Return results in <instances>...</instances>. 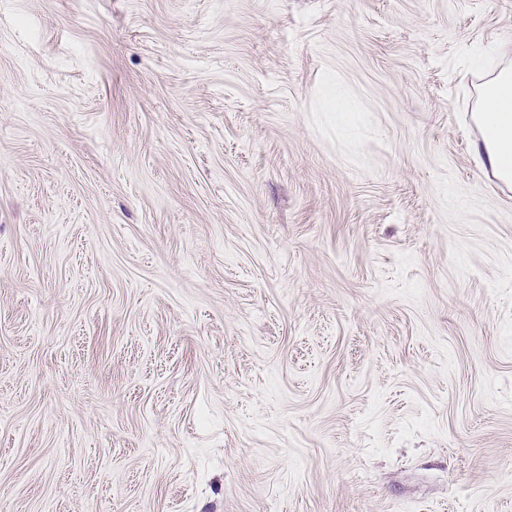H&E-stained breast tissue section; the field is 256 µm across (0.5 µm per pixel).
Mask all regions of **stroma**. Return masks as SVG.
Wrapping results in <instances>:
<instances>
[{
  "instance_id": "stroma-1",
  "label": "stroma",
  "mask_w": 512,
  "mask_h": 512,
  "mask_svg": "<svg viewBox=\"0 0 512 512\" xmlns=\"http://www.w3.org/2000/svg\"><path fill=\"white\" fill-rule=\"evenodd\" d=\"M512 0H0V512H512ZM475 121L481 137L474 157L482 170L512 184V68L503 67L479 93Z\"/></svg>"
}]
</instances>
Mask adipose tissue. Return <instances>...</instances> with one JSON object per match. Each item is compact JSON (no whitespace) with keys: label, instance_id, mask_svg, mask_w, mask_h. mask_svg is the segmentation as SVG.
Returning <instances> with one entry per match:
<instances>
[{"label":"adipose tissue","instance_id":"adipose-tissue-1","mask_svg":"<svg viewBox=\"0 0 512 512\" xmlns=\"http://www.w3.org/2000/svg\"><path fill=\"white\" fill-rule=\"evenodd\" d=\"M475 121L481 137L474 157L481 169L512 184V68L499 69L479 93Z\"/></svg>","mask_w":512,"mask_h":512}]
</instances>
